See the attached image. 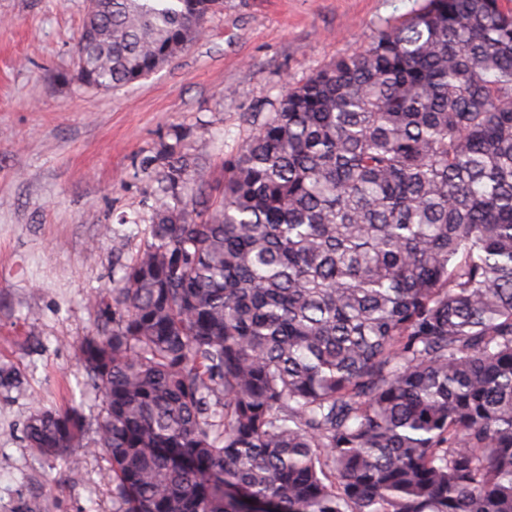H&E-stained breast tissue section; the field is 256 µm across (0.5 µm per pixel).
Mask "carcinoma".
<instances>
[{"instance_id":"obj_1","label":"carcinoma","mask_w":512,"mask_h":512,"mask_svg":"<svg viewBox=\"0 0 512 512\" xmlns=\"http://www.w3.org/2000/svg\"><path fill=\"white\" fill-rule=\"evenodd\" d=\"M223 0H88L76 78L144 79ZM224 190L174 130L79 345L113 512H512V9L425 0L271 103ZM32 454L82 463L75 408Z\"/></svg>"}]
</instances>
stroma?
I'll use <instances>...</instances> for the list:
<instances>
[{"instance_id": "1", "label": "stroma", "mask_w": 512, "mask_h": 512, "mask_svg": "<svg viewBox=\"0 0 512 512\" xmlns=\"http://www.w3.org/2000/svg\"><path fill=\"white\" fill-rule=\"evenodd\" d=\"M423 0H224L206 32L149 77L82 87L75 45L87 0H0V512H113L97 451L101 404L84 387L78 344L91 306L137 252L156 180L142 161L171 129L224 185V162L284 83L357 51ZM98 255L87 259L90 244ZM78 407L83 463L38 461L24 439L37 406Z\"/></svg>"}]
</instances>
